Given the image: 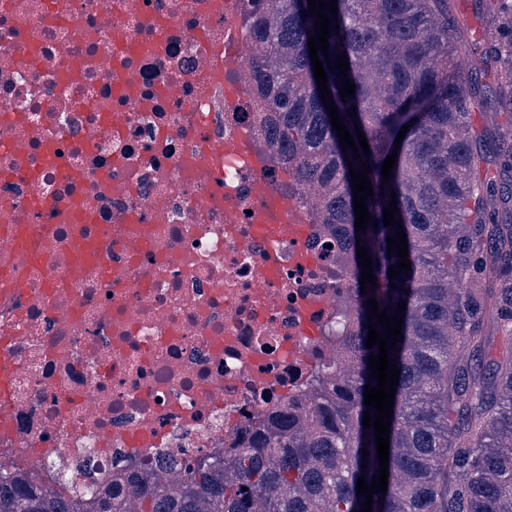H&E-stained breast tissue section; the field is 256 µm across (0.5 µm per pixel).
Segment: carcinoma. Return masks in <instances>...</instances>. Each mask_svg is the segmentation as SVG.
Masks as SVG:
<instances>
[{"label": "carcinoma", "instance_id": "obj_1", "mask_svg": "<svg viewBox=\"0 0 512 512\" xmlns=\"http://www.w3.org/2000/svg\"><path fill=\"white\" fill-rule=\"evenodd\" d=\"M247 77L259 90L264 136L284 171L316 204L321 223L344 235L354 285L332 332L335 371L318 377L230 458L197 460L172 474L131 475L109 490L44 495L0 479V512H362L357 482L379 476L374 428L363 427L367 301L397 315L406 302L400 370L389 434L387 491L372 512H512V0H474L480 39L455 18L456 0H337L329 56L318 53L327 87L354 142L343 148L314 76L310 0H252ZM348 57L355 93L341 98L337 57ZM479 55L496 71L488 90L462 71ZM356 112L348 114L351 108ZM484 114L476 132L472 112ZM408 126L400 147L395 138ZM398 150L391 177L386 157ZM370 166L372 221L355 232L349 169ZM397 200L411 269L389 280L383 208ZM372 258L375 284L361 293L357 246ZM505 340L490 354L494 336ZM368 455H363L362 450Z\"/></svg>", "mask_w": 512, "mask_h": 512}]
</instances>
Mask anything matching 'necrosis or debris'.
<instances>
[{"label":"necrosis or debris","instance_id":"4bbe7bcc","mask_svg":"<svg viewBox=\"0 0 512 512\" xmlns=\"http://www.w3.org/2000/svg\"><path fill=\"white\" fill-rule=\"evenodd\" d=\"M249 5L0 0V237L109 240L77 277L0 273L10 476L223 456L324 366L351 269L257 131Z\"/></svg>","mask_w":512,"mask_h":512}]
</instances>
